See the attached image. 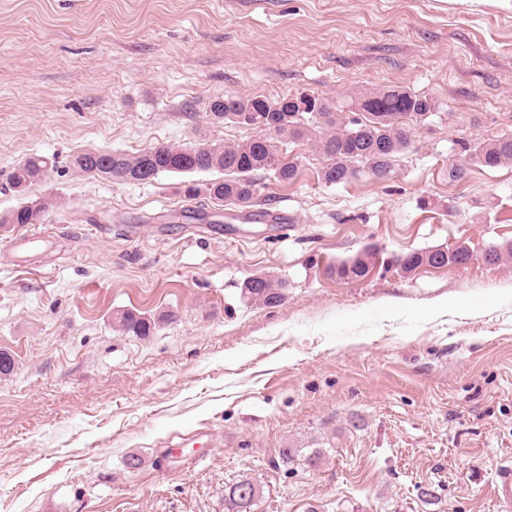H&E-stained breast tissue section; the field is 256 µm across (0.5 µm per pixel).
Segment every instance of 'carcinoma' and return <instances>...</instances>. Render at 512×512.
Returning <instances> with one entry per match:
<instances>
[{"instance_id":"carcinoma-1","label":"carcinoma","mask_w":512,"mask_h":512,"mask_svg":"<svg viewBox=\"0 0 512 512\" xmlns=\"http://www.w3.org/2000/svg\"><path fill=\"white\" fill-rule=\"evenodd\" d=\"M443 111L433 96L416 94L406 89H383L359 93L338 103L320 95L301 91L279 99L262 96L218 98L209 104V116L218 122L239 123L249 117L247 126L257 135L243 142L200 144L198 146L165 145L137 155L112 151H87L75 155L74 168L93 176L120 182H152L163 174H195L219 171L224 177L205 184L185 186V196L192 200L206 195L212 200L229 201L246 208L260 196L261 186L252 174L264 171L277 183L291 185L299 177L300 163L294 158L280 157L270 145L273 136L302 140L317 125L322 135L315 146L329 163L319 172L326 186L344 184L367 175L378 181L389 180L400 158L411 144L410 130L414 123H424ZM345 112H358L360 117L348 118ZM512 162V134L496 136L474 143L462 144L461 157L448 165V181L463 180L472 167L497 168ZM57 168L55 159L31 155L18 163L10 174V186L21 197L19 204L0 215V228L14 224H37L60 200L54 196L30 198L29 188L44 180ZM485 263L496 265L512 259V241L493 245L485 250ZM377 251L367 246L356 254L336 261L331 274L340 281L365 278L376 265ZM471 248L457 242L425 251H409L393 257L395 266L405 274L414 272L438 259L448 265L466 263ZM288 283L274 275L258 274L244 281V298L266 307L281 304L286 298ZM171 313L146 316L133 310L121 313L118 322L122 331L146 338L160 324L171 323ZM259 497V488L251 481L239 480L224 491L227 512H252Z\"/></svg>"}]
</instances>
